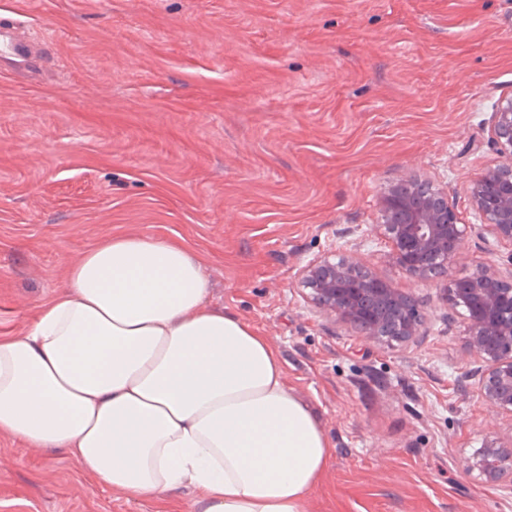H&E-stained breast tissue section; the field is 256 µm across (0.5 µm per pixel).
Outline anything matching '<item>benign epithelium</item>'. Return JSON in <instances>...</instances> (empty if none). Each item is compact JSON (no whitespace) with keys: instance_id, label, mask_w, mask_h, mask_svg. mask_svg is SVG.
Wrapping results in <instances>:
<instances>
[{"instance_id":"7a95c632","label":"benign epithelium","mask_w":512,"mask_h":512,"mask_svg":"<svg viewBox=\"0 0 512 512\" xmlns=\"http://www.w3.org/2000/svg\"><path fill=\"white\" fill-rule=\"evenodd\" d=\"M490 133L497 160L469 186L482 223L460 221L448 187L405 175L381 190L377 230L390 246L386 259L392 267L417 282L445 278L446 299L464 310L465 343L480 363L473 372L480 395L496 414L512 417V253L505 269L485 263L463 277L449 273L465 258L473 233L512 247V99L493 113ZM298 287L321 317L360 329L375 345H408L421 335L417 302L353 248L308 261L299 270ZM468 468L491 482L512 474V435L479 449Z\"/></svg>"}]
</instances>
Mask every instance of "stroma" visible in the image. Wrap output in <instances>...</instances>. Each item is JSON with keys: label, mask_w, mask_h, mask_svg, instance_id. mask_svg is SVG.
Here are the masks:
<instances>
[{"label": "stroma", "mask_w": 512, "mask_h": 512, "mask_svg": "<svg viewBox=\"0 0 512 512\" xmlns=\"http://www.w3.org/2000/svg\"><path fill=\"white\" fill-rule=\"evenodd\" d=\"M12 11L50 63L37 86L0 70V335H23L100 241L177 242L321 417L332 451L307 512H512V482L467 468L512 419L468 378L463 311L390 267L374 229L408 172L479 223L467 187L512 98V0H0ZM351 246L418 302L415 343L370 344L297 288ZM511 253L475 234L451 272ZM202 508L189 487L128 499L0 434V512Z\"/></svg>", "instance_id": "stroma-1"}]
</instances>
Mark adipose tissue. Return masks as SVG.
Instances as JSON below:
<instances>
[{
  "mask_svg": "<svg viewBox=\"0 0 512 512\" xmlns=\"http://www.w3.org/2000/svg\"><path fill=\"white\" fill-rule=\"evenodd\" d=\"M209 288L175 243L101 241L25 334L0 336V433L131 499L189 485L203 512H305L331 451L320 417Z\"/></svg>",
  "mask_w": 512,
  "mask_h": 512,
  "instance_id": "adipose-tissue-1",
  "label": "adipose tissue"
}]
</instances>
